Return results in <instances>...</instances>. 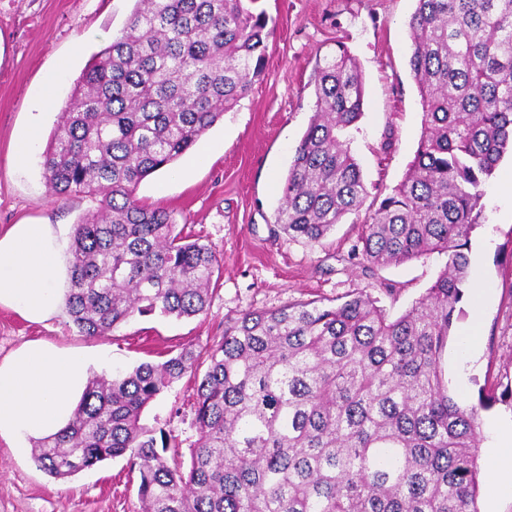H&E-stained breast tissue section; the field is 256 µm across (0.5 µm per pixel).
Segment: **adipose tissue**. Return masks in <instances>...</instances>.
Returning a JSON list of instances; mask_svg holds the SVG:
<instances>
[{
	"label": "adipose tissue",
	"mask_w": 512,
	"mask_h": 512,
	"mask_svg": "<svg viewBox=\"0 0 512 512\" xmlns=\"http://www.w3.org/2000/svg\"><path fill=\"white\" fill-rule=\"evenodd\" d=\"M68 268L52 225L0 229V307L40 323L65 301ZM95 360L86 351L42 339L25 342L0 360V439L20 456L34 441L61 432L83 396ZM495 495H512V428H496L485 455Z\"/></svg>",
	"instance_id": "1"
}]
</instances>
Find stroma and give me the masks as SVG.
<instances>
[{"label":"stroma","mask_w":512,"mask_h":512,"mask_svg":"<svg viewBox=\"0 0 512 512\" xmlns=\"http://www.w3.org/2000/svg\"><path fill=\"white\" fill-rule=\"evenodd\" d=\"M272 21L266 71L249 94L196 143L199 158L187 177L159 171L136 190L143 204L171 211L178 230L199 239L222 261L204 314L171 319L137 317L105 338L79 335L67 312L38 324L0 308V358L31 339L104 354L105 372L159 362L182 348H203L221 336L224 321L251 310H273L312 299L327 304L360 293L377 298L398 317L427 292L446 258L364 270L351 259L362 218L402 181L421 134L422 106L409 66L408 22L415 0H260ZM134 0H0V228L23 221L54 225L72 243L90 198L52 195L41 154L76 80L92 56L125 25ZM345 46L364 80V113L346 133L367 196L356 215L319 244L292 239L276 223L281 186L313 115L319 59ZM53 106L33 117L44 87ZM40 138L28 164L10 156L32 119ZM512 179L504 155L485 183L483 212L471 235L472 286L443 355L451 392L476 402L479 393L501 400L481 414V434L512 421V199L500 193ZM480 324V348L462 361L458 341ZM194 381L183 377L145 410L142 421L176 436L188 455L197 434ZM0 512H140L137 476L117 458L75 476H48L32 456L17 457L0 441Z\"/></svg>","instance_id":"35a3bbf8"}]
</instances>
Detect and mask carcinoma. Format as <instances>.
Segmentation results:
<instances>
[{"mask_svg": "<svg viewBox=\"0 0 512 512\" xmlns=\"http://www.w3.org/2000/svg\"><path fill=\"white\" fill-rule=\"evenodd\" d=\"M258 3L136 0L74 84L42 166L52 193L96 203L71 247L66 307L80 335L207 310L218 257L136 189L264 76L269 17ZM409 29L419 144L364 219L361 260L372 269L446 255L426 294L394 319L362 293L247 311L199 351L95 374L68 426L36 442L41 470L65 480L123 457L139 473L142 512H479L480 412L497 399L451 394L442 360L469 288L483 185L512 150V0H416ZM314 85L276 218L310 245L366 194L343 139L364 104L344 46ZM187 374L198 439L185 469L166 456L172 438L141 418Z\"/></svg>", "mask_w": 512, "mask_h": 512, "instance_id": "cac0c4a2", "label": "carcinoma"}]
</instances>
